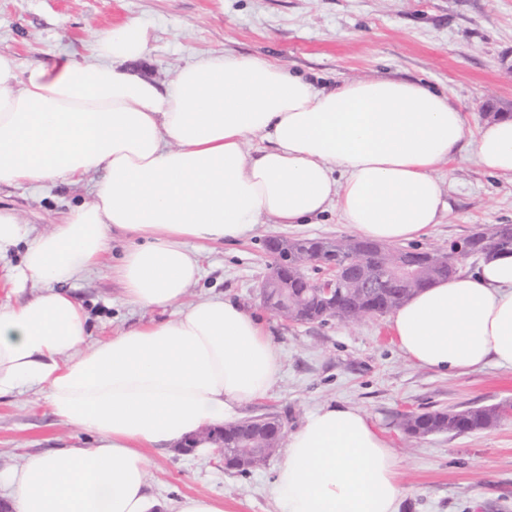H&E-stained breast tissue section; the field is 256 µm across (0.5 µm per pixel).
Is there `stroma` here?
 <instances>
[{"label":"stroma","instance_id":"35a3bbf8","mask_svg":"<svg viewBox=\"0 0 512 512\" xmlns=\"http://www.w3.org/2000/svg\"><path fill=\"white\" fill-rule=\"evenodd\" d=\"M130 19L146 27L148 45L127 67L161 85L201 57L255 55L317 83L368 77L427 83L459 104L472 133L484 122L486 103L512 115V73L500 64L512 54V0H0V53L23 68L58 55L79 58L96 31ZM448 168V212L416 247L512 224L511 179L489 174L466 153ZM94 182L90 176L78 185H0V207L14 210L33 238L90 202ZM352 234L330 212L314 224H261L250 237L204 253L202 277L188 300L220 293L235 299L260 316L283 355L268 395L244 405L240 418L275 414L292 431L324 404L359 407L396 455L404 488L399 512H512V416L488 429L430 435L411 446L399 426L402 414L413 411L512 404V368L490 365L444 377L400 354L388 315L296 324L263 307L259 285L267 273L268 237ZM131 240L114 234L101 267L70 286L88 312L93 339L174 315L170 308L140 310L125 302L111 265ZM88 440L51 414L44 393L0 398L1 469ZM149 457L150 488L166 506L185 495H208L223 498L226 512H278L270 483L283 449L246 474L226 471L210 448L185 454L171 447Z\"/></svg>","mask_w":512,"mask_h":512}]
</instances>
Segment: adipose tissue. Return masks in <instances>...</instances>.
I'll return each mask as SVG.
<instances>
[{
  "instance_id": "1",
  "label": "adipose tissue",
  "mask_w": 512,
  "mask_h": 512,
  "mask_svg": "<svg viewBox=\"0 0 512 512\" xmlns=\"http://www.w3.org/2000/svg\"><path fill=\"white\" fill-rule=\"evenodd\" d=\"M146 46L129 20L97 31L80 60L24 69L0 53V184L103 173L91 203L33 240L0 209V256L26 246L0 301V397L44 392L56 417L94 437L0 470L13 512H160L148 450L267 395L283 359L263 323L230 298L185 300L207 245L332 210L363 238L405 244L441 223L440 167L458 151L512 178V117L469 133L459 105L425 83L318 86L263 57L224 55L161 87L121 68ZM115 230L138 238L112 266L126 302L176 314L92 343L63 286L98 269ZM30 282L41 291L28 297ZM389 328L407 360L442 376L512 367V254L416 293ZM271 494L279 512H398L402 488L368 415L327 404L288 435Z\"/></svg>"
}]
</instances>
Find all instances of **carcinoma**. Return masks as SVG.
I'll return each mask as SVG.
<instances>
[{
	"instance_id": "cac0c4a2",
	"label": "carcinoma",
	"mask_w": 512,
	"mask_h": 512,
	"mask_svg": "<svg viewBox=\"0 0 512 512\" xmlns=\"http://www.w3.org/2000/svg\"><path fill=\"white\" fill-rule=\"evenodd\" d=\"M471 253L489 259L500 253H512V224H497L479 229L467 236ZM336 249V265L348 269V275L336 280V301L324 304L307 288L301 276H288V286L275 285L266 297L273 304L288 300V315L303 323L323 322L332 317L349 321V317L385 314L405 303L421 290L414 282L399 274V249L386 243L361 240L352 245V239L305 238L294 242L289 256L304 261L316 255L323 247ZM387 266L392 274L381 288H367L364 282L374 278L376 272ZM499 405L470 406L462 410L433 409L412 412L403 416L401 428L408 439L414 441L434 434L460 435L483 430L498 424ZM271 416L248 418L224 429V447L235 448L244 438L251 440L255 451L246 462L232 454L225 459L229 471L248 472L262 466L272 450L267 448L263 431L271 427Z\"/></svg>"
}]
</instances>
